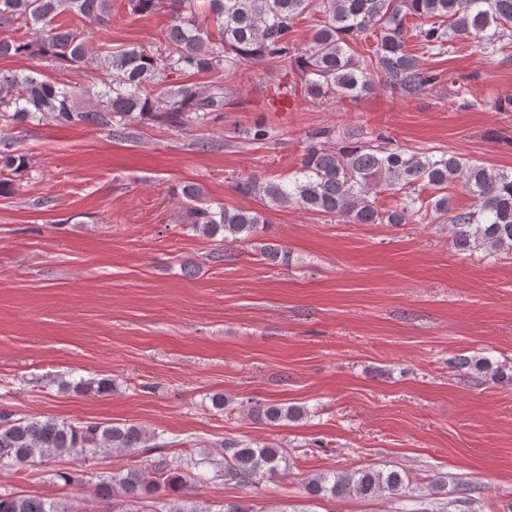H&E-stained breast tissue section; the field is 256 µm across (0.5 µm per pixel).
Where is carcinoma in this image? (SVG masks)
I'll list each match as a JSON object with an SVG mask.
<instances>
[{"instance_id": "carcinoma-1", "label": "carcinoma", "mask_w": 512, "mask_h": 512, "mask_svg": "<svg viewBox=\"0 0 512 512\" xmlns=\"http://www.w3.org/2000/svg\"><path fill=\"white\" fill-rule=\"evenodd\" d=\"M111 0H0V27L26 28L18 38L0 39V58L33 54L60 60L77 68L105 72L95 104L85 111L73 109L77 88L60 87L35 72L0 73V126L50 118L59 124L109 126L121 136L132 122L144 117L181 128L205 121L224 110V85L207 92L170 81L172 76L217 72L229 79L243 65L265 62L278 69H297L308 97L355 98L375 85L413 96L437 82L423 56L408 49L418 40L425 53L446 52L449 38L460 36L486 54L504 48L512 37V0H319L323 20L310 43L296 50L291 43L294 22L313 0H203L207 17L218 28L213 41L195 19V0H170L171 23L163 47L145 51L138 46L96 55L89 51L87 26L108 24ZM67 13L80 20L60 23ZM376 34L368 56H358L352 45ZM300 166L283 181L247 176L236 182L244 194H258L274 205H296L340 217L350 224H393L415 221L451 226L452 246L459 252H512V170L492 169L470 158L434 148L413 150L384 136L371 138L350 128L311 131ZM27 156L16 140L0 137V171L18 174ZM458 185L476 201L474 208H458L448 187ZM430 190L428 199L422 198ZM398 198L394 209L379 205L383 193ZM191 202V229L211 239L208 260L226 259L224 243H247L268 221L262 214L238 207L201 204V191L182 188ZM458 364L495 382L512 383L501 365L486 356L458 358ZM78 393L104 394L112 381L81 380ZM252 413L269 425L307 416L302 407L257 402ZM166 446L160 433L137 425L70 422L54 416L27 417L0 409V469L25 470L62 457L95 459L118 448L147 454ZM222 458L189 457L182 466L164 455L117 471H105L96 484L98 499L131 503L161 492L158 512H210L187 499L194 475L206 466L224 465V477L240 485L280 475L285 449L268 443L223 442ZM408 479L397 469L365 466L342 473H320L310 479L306 492L314 497L382 494L400 495ZM0 512H73L61 498L0 492Z\"/></svg>"}]
</instances>
